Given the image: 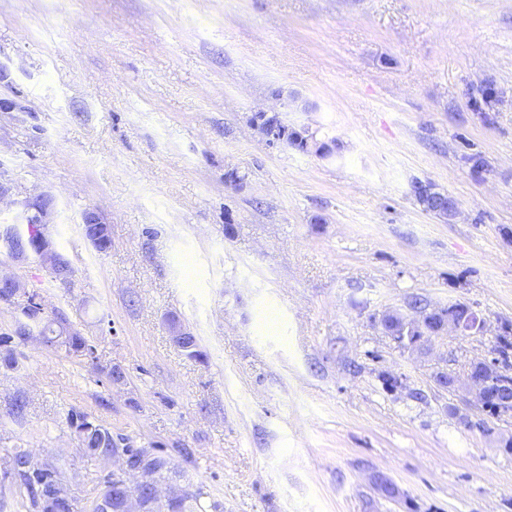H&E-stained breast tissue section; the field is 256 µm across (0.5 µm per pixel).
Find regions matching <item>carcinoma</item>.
<instances>
[{
	"label": "carcinoma",
	"instance_id": "cac0c4a2",
	"mask_svg": "<svg viewBox=\"0 0 512 512\" xmlns=\"http://www.w3.org/2000/svg\"><path fill=\"white\" fill-rule=\"evenodd\" d=\"M414 194L418 203L425 211L440 217L446 213L436 210L433 204V195L436 191H427L421 187H414ZM23 321L18 323L17 335L25 338L26 332L38 329L50 344L65 347L66 351L79 356L94 358L95 347L92 341L80 332L66 326L64 322L54 323V320L44 316L42 305L28 299L27 305L22 309ZM437 322L431 321L421 327L412 323H400L391 326L394 334L406 336H420L425 330L432 329ZM493 360L498 364L497 371L489 374L487 379L498 388L502 385H512V326L505 327V331L496 337L492 346ZM68 422L78 434L83 447L93 456L110 457L120 451L130 463L127 472L132 481L122 480L116 488L110 490L107 496L94 507V512H125L124 498L129 493L140 492L147 494V489L140 486L137 476L142 469H148L155 479L163 478L167 471L166 459L157 456L144 448H132L128 445L119 448L120 440L112 436V432L100 424L89 420L88 415L78 411L68 413ZM10 471L14 478L25 487L31 507L35 512H74L71 501L62 494V472L55 466L44 464L38 468L32 464L29 455L18 452L10 460ZM167 512H204L199 495L184 493L169 502Z\"/></svg>",
	"mask_w": 512,
	"mask_h": 512
}]
</instances>
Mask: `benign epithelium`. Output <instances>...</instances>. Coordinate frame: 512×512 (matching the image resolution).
Returning <instances> with one entry per match:
<instances>
[{
  "label": "benign epithelium",
  "mask_w": 512,
  "mask_h": 512,
  "mask_svg": "<svg viewBox=\"0 0 512 512\" xmlns=\"http://www.w3.org/2000/svg\"><path fill=\"white\" fill-rule=\"evenodd\" d=\"M21 217L24 224H35L38 226L39 235L29 246L20 245V241L29 238L25 231H21L13 224L0 226V248L5 249L8 254L16 260H24L29 255L38 256L46 264L53 276L62 282L71 281V268L62 264L58 252L55 250L53 241L49 234V226L53 223V210L46 203L30 204L21 203ZM83 233L87 239L94 242L111 241L109 225L103 223L96 211L88 210L82 218ZM494 367V363L485 358L475 360L471 363L466 381L469 388L475 394L477 401L486 408L489 406L491 392L485 377V371ZM140 483L150 489L149 499L136 498L140 508L144 512L155 508L159 503L158 482L150 475H140Z\"/></svg>",
  "instance_id": "benign-epithelium-1"
}]
</instances>
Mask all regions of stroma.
I'll list each match as a JSON object with an SVG mask.
<instances>
[{
    "mask_svg": "<svg viewBox=\"0 0 512 512\" xmlns=\"http://www.w3.org/2000/svg\"><path fill=\"white\" fill-rule=\"evenodd\" d=\"M263 115L307 147L268 145ZM0 180V225L50 199L74 270L0 251V512H32L16 452L75 512L120 471L73 410L207 512H512V421L437 383L512 324V0H0ZM33 293L96 361L16 338ZM416 296L484 333L397 344L381 319ZM82 221L84 237L94 242L106 241L109 244L111 241L109 225L100 220L96 211H86ZM68 422L75 429L83 447L93 456L112 457L119 451L120 441L125 440H116L109 429L90 421L88 415L82 412H69Z\"/></svg>",
    "mask_w": 512,
    "mask_h": 512,
    "instance_id": "1",
    "label": "stroma"
}]
</instances>
